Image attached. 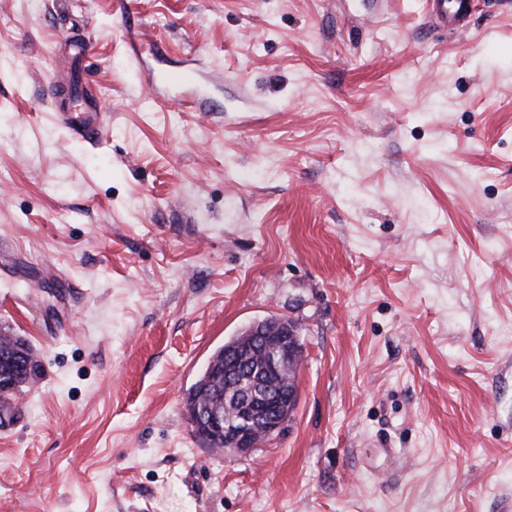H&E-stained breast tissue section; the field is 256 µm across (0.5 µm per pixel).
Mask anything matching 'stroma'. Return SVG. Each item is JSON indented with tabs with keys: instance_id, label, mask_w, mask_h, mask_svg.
I'll return each instance as SVG.
<instances>
[{
	"instance_id": "35a3bbf8",
	"label": "stroma",
	"mask_w": 512,
	"mask_h": 512,
	"mask_svg": "<svg viewBox=\"0 0 512 512\" xmlns=\"http://www.w3.org/2000/svg\"><path fill=\"white\" fill-rule=\"evenodd\" d=\"M432 8L0 0V512H512V0ZM269 316L296 408L214 452L184 396ZM437 8L430 15L431 23L438 28L448 30V27L459 22L470 14V0H434Z\"/></svg>"
}]
</instances>
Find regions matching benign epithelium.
Here are the masks:
<instances>
[{"label":"benign epithelium","mask_w":512,"mask_h":512,"mask_svg":"<svg viewBox=\"0 0 512 512\" xmlns=\"http://www.w3.org/2000/svg\"><path fill=\"white\" fill-rule=\"evenodd\" d=\"M246 349L261 365L257 370L244 362L235 373H224V363H212L213 371L226 377L233 406L200 408L188 405L189 426L216 450L224 446L248 453L279 434L298 402V386L280 378L299 369L303 350L294 326L286 320L265 318L250 323L232 348Z\"/></svg>","instance_id":"obj_1"}]
</instances>
